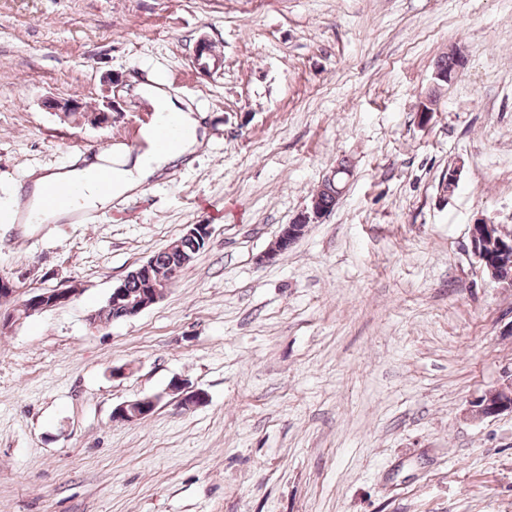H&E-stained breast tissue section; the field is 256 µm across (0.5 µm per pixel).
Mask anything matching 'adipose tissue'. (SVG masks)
<instances>
[{"label":"adipose tissue","instance_id":"adipose-tissue-1","mask_svg":"<svg viewBox=\"0 0 512 512\" xmlns=\"http://www.w3.org/2000/svg\"><path fill=\"white\" fill-rule=\"evenodd\" d=\"M138 92L150 103L156 116L175 115L182 127L181 135L159 147L155 144L156 128L151 125L142 131L148 144L142 152L135 154L119 149L115 154L100 156L96 162L82 168L31 175L22 223L39 224L49 214L58 220L70 219L104 207L109 197L137 191L165 168L194 154L204 145L206 130L202 115L196 114L176 93L151 83L140 86ZM73 184L81 188L77 202L61 201L54 206H46L48 186L62 189Z\"/></svg>","mask_w":512,"mask_h":512}]
</instances>
